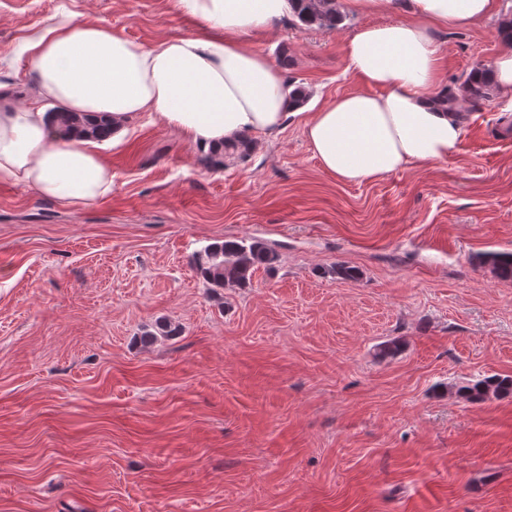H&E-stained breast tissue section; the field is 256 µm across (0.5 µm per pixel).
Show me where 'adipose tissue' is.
<instances>
[{
  "label": "adipose tissue",
  "mask_w": 512,
  "mask_h": 512,
  "mask_svg": "<svg viewBox=\"0 0 512 512\" xmlns=\"http://www.w3.org/2000/svg\"><path fill=\"white\" fill-rule=\"evenodd\" d=\"M173 2L194 33L146 46L72 20L25 42L34 102L0 100V181L66 206H88L111 193L112 167L98 142L60 134L38 107L46 100L109 118L116 144L130 120L148 113L205 153L280 133L297 116L321 168L347 184L447 159L464 122L440 103L446 69L433 29L471 25L494 4L410 0L407 19L359 28L344 42L359 89L309 111L291 101L283 72L248 45L291 14V0Z\"/></svg>",
  "instance_id": "ef3b65f1"
}]
</instances>
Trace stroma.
<instances>
[{
    "label": "stroma",
    "mask_w": 512,
    "mask_h": 512,
    "mask_svg": "<svg viewBox=\"0 0 512 512\" xmlns=\"http://www.w3.org/2000/svg\"><path fill=\"white\" fill-rule=\"evenodd\" d=\"M407 2L252 45L321 104L357 86L344 40ZM66 12L147 46L194 31L172 0H0V95L26 102L22 40ZM511 18L435 31L449 89ZM256 143L213 171L144 116L93 205L0 182V512H512V395L456 393L512 377V280L477 261L512 251V98L372 183L326 174L300 119ZM243 236L278 262L212 297L193 255ZM160 318L180 335L144 341ZM460 398L468 402H481L491 396L498 397L512 393V379L495 376L485 377L457 389Z\"/></svg>",
    "instance_id": "stroma-1"
}]
</instances>
